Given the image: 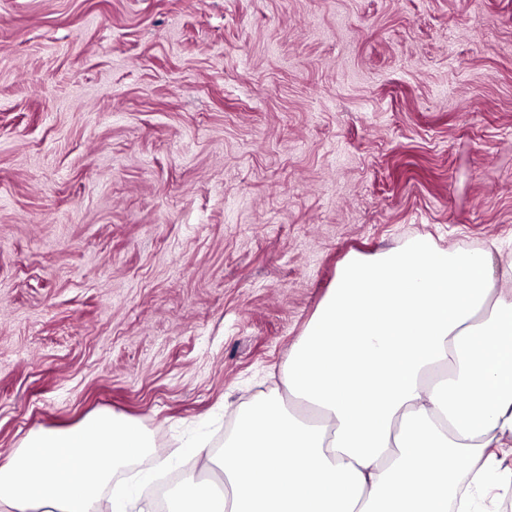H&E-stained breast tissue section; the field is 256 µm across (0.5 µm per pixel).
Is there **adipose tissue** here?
<instances>
[{
  "instance_id": "adipose-tissue-1",
  "label": "adipose tissue",
  "mask_w": 512,
  "mask_h": 512,
  "mask_svg": "<svg viewBox=\"0 0 512 512\" xmlns=\"http://www.w3.org/2000/svg\"><path fill=\"white\" fill-rule=\"evenodd\" d=\"M492 249L427 238L350 257L288 360V393L255 399L214 457L223 493L186 477L197 512H477L512 435V289ZM134 421L101 412L30 433L0 459V512H95L114 473L152 453ZM55 491L53 499L43 488Z\"/></svg>"
}]
</instances>
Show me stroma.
I'll return each instance as SVG.
<instances>
[{
	"mask_svg": "<svg viewBox=\"0 0 512 512\" xmlns=\"http://www.w3.org/2000/svg\"><path fill=\"white\" fill-rule=\"evenodd\" d=\"M424 235L512 261V0H0V457L113 411L178 512L343 262Z\"/></svg>",
	"mask_w": 512,
	"mask_h": 512,
	"instance_id": "35a3bbf8",
	"label": "stroma"
}]
</instances>
